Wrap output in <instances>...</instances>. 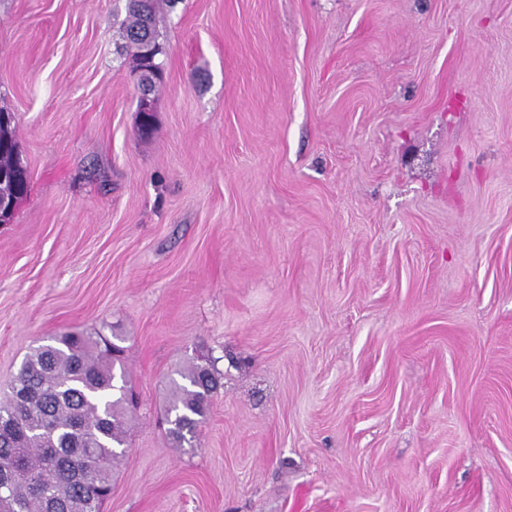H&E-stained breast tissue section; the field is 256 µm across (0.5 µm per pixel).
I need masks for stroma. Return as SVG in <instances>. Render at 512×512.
<instances>
[{
    "instance_id": "stroma-1",
    "label": "stroma",
    "mask_w": 512,
    "mask_h": 512,
    "mask_svg": "<svg viewBox=\"0 0 512 512\" xmlns=\"http://www.w3.org/2000/svg\"><path fill=\"white\" fill-rule=\"evenodd\" d=\"M128 4L0 0V398L119 337L103 512H512V0H176L146 131ZM8 116V122L2 124V115ZM13 118L0 110V214L1 205H7L8 213H5V223H9L15 209H10V204L27 196L30 187V174L28 168L16 167L14 149L17 148L16 138L12 126ZM219 376L214 368L197 365L181 373L187 385L175 384V399L166 417L170 425L169 433L176 441L181 442L185 439V433H192L195 429V416L201 417L204 414L209 396L218 387Z\"/></svg>"
}]
</instances>
